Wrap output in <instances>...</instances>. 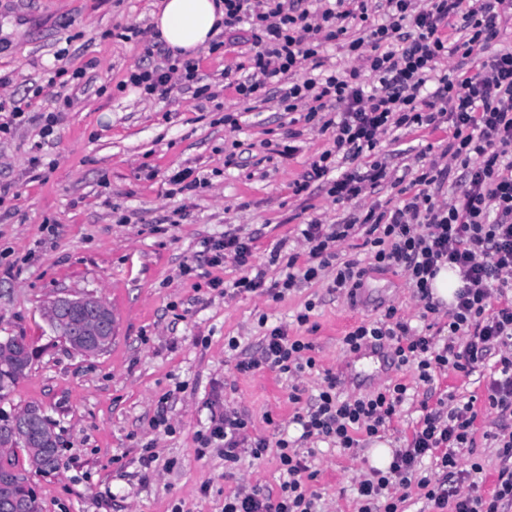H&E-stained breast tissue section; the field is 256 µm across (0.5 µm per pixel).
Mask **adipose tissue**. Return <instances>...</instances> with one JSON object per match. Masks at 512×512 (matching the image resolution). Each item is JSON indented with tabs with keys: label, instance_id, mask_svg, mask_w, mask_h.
Listing matches in <instances>:
<instances>
[{
	"label": "adipose tissue",
	"instance_id": "obj_1",
	"mask_svg": "<svg viewBox=\"0 0 512 512\" xmlns=\"http://www.w3.org/2000/svg\"><path fill=\"white\" fill-rule=\"evenodd\" d=\"M151 16L167 47L190 56L221 31L224 11L215 0H157Z\"/></svg>",
	"mask_w": 512,
	"mask_h": 512
}]
</instances>
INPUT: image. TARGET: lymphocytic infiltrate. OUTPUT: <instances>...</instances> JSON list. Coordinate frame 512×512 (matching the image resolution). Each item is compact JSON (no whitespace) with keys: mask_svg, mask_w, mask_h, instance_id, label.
I'll use <instances>...</instances> for the list:
<instances>
[{"mask_svg":"<svg viewBox=\"0 0 512 512\" xmlns=\"http://www.w3.org/2000/svg\"><path fill=\"white\" fill-rule=\"evenodd\" d=\"M224 26H247L252 39L244 61L224 73L243 99L267 103L273 85H280L286 111L304 110L306 121L334 128L329 149L314 161L294 193L311 181L329 178L336 201L352 202L387 177L384 163L363 171L336 174V162L354 161L373 151L383 136L418 128L450 131L444 151L446 164L431 161L421 173L417 193L389 211L368 209L344 224L311 221L300 230L307 263L298 266L290 255L284 279L267 281L264 271L242 276L237 290L283 297L303 282L319 279L328 268L336 273L330 288L356 299L368 269L402 271L425 312L438 313L431 281L441 266L456 268L461 282L448 311V338L416 332L388 308L383 319L360 323L344 337L348 352L365 347L386 350L393 365L415 366L422 381L434 372L472 374L486 363L494 370L486 384V403L499 419L512 418V47L500 42L501 23L512 15V0H320L307 8L304 0H223ZM345 39L356 61L344 71L322 70L323 43ZM459 55L460 67L438 74L439 64ZM131 70L126 84L144 95L174 87L192 89L196 98L210 100V84L202 83L198 63L173 57ZM372 76L374 89L364 87ZM459 173L463 189L452 201L440 198L451 173ZM361 233L370 249L369 266L340 260L338 242ZM208 265L233 260L244 267L252 255L249 240L228 232L204 243ZM310 343L290 337L287 327L265 334L258 355L235 365L238 374L257 369L299 377L312 372ZM339 376L329 373L313 404L296 421L303 439L331 441L345 451L359 447L360 436L385 431L407 398L408 387L390 384L362 396H342ZM473 402L454 394L424 409L405 447L395 449L387 470L370 469L358 484V512H402L404 496L392 486L418 483L437 512H500L512 502V432L487 433L499 450L498 488L491 498L477 493L470 471L460 469L459 451L474 445ZM224 443L225 465L235 464L241 450L253 458L275 450L283 480L278 497L260 491L236 493L224 500V512H314L316 493L306 488L313 479L305 456L287 439L248 435V422L233 409L213 420L202 444ZM435 457L443 478H416L424 457Z\"/></svg>","mask_w":512,"mask_h":512,"instance_id":"obj_1","label":"lymphocytic infiltrate"}]
</instances>
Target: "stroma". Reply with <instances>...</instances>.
Masks as SVG:
<instances>
[{
  "instance_id": "35a3bbf8",
  "label": "stroma",
  "mask_w": 512,
  "mask_h": 512,
  "mask_svg": "<svg viewBox=\"0 0 512 512\" xmlns=\"http://www.w3.org/2000/svg\"><path fill=\"white\" fill-rule=\"evenodd\" d=\"M154 2L0 0V75L11 79L6 94L29 104L26 120L0 133V187L7 190L0 197V336L25 337L35 352L26 377L0 398V410L39 406L58 437L56 467L47 473L24 449L15 451L42 512H224L225 497L237 492L278 493L275 453L259 460L244 453L228 468L221 446L200 447L198 434L228 406L248 419L249 435L283 434L300 450L314 448L317 477L309 487L320 496L319 512H357V486L374 465L376 443L404 447L422 415L421 401L433 405L448 392L474 402L475 444L461 452L459 466L480 462L478 492L491 497L500 460L484 437L496 428L485 378L449 370L427 384L416 368L390 369L388 380L406 383L413 397L380 439L350 452L301 442L292 421L317 395L325 372L343 374L350 355L342 338L352 327L381 318L391 306L417 328L447 322L443 311L423 315L403 274L370 272L354 304L324 278L279 300L221 294L208 287V277L229 284L246 273L229 259L217 269L200 264L193 277L180 274L184 262L199 261L204 240L234 231L253 237L252 263L265 269L267 280L281 278L285 257L302 249L299 224H339L374 205H398L440 157L447 129L386 136L372 156L346 163L349 171L374 159L387 165L381 187L355 202L334 201L321 180L294 195V182L331 147L333 134L294 118L275 99L249 109L226 86L225 67L250 48L235 34L220 33L218 51L196 55L215 102L189 91L146 98L122 89L129 69L145 59ZM132 24L143 36L123 39ZM56 66L85 76L60 92L33 96L44 70ZM50 114L56 124L46 137ZM224 115L233 124L221 123ZM232 151L240 153V167H225ZM35 156L40 165H32ZM184 168L207 186L172 193L168 178ZM275 250L277 263L270 260ZM63 294L95 296L111 308L116 332L106 351L75 352L49 330L44 311ZM308 302L315 305L310 322L297 325ZM277 325L312 344L315 370L299 379L267 369L238 374L237 361L257 354L267 329ZM231 337L238 349L228 348ZM161 410L174 433L153 428ZM148 449L155 460L146 468L141 457Z\"/></svg>"
}]
</instances>
